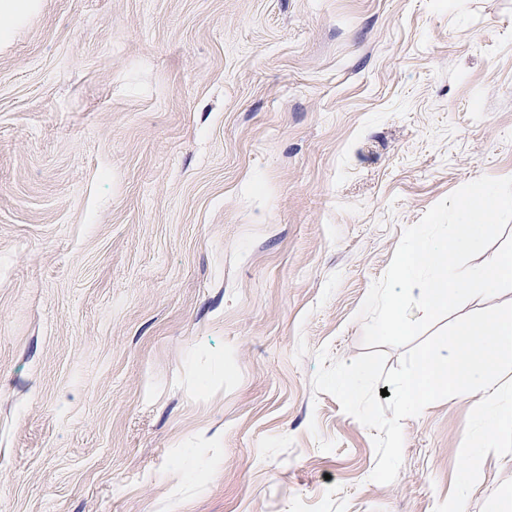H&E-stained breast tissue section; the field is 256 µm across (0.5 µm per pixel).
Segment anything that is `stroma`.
I'll return each mask as SVG.
<instances>
[{"instance_id":"35a3bbf8","label":"stroma","mask_w":512,"mask_h":512,"mask_svg":"<svg viewBox=\"0 0 512 512\" xmlns=\"http://www.w3.org/2000/svg\"><path fill=\"white\" fill-rule=\"evenodd\" d=\"M512 176V0H41L0 44V512H435L461 394L315 392L403 230ZM512 454L465 512H497Z\"/></svg>"}]
</instances>
